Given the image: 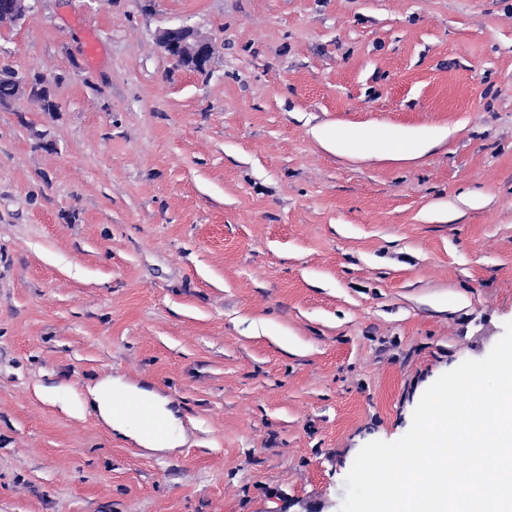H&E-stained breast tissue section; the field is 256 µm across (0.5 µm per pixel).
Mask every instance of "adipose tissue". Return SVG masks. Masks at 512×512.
<instances>
[{"mask_svg": "<svg viewBox=\"0 0 512 512\" xmlns=\"http://www.w3.org/2000/svg\"><path fill=\"white\" fill-rule=\"evenodd\" d=\"M123 391L141 398L154 406L158 414L166 421L168 432L164 442L155 441L141 426L132 423L128 417L116 413L112 406L114 392ZM90 403L95 414L112 429L113 432L133 441L139 447L150 451H170L185 445L187 434L179 417L170 408L167 398L146 389L126 384L118 379H104L88 390Z\"/></svg>", "mask_w": 512, "mask_h": 512, "instance_id": "ef3b65f1", "label": "adipose tissue"}]
</instances>
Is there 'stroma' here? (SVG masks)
Listing matches in <instances>:
<instances>
[{
  "label": "stroma",
  "mask_w": 512,
  "mask_h": 512,
  "mask_svg": "<svg viewBox=\"0 0 512 512\" xmlns=\"http://www.w3.org/2000/svg\"><path fill=\"white\" fill-rule=\"evenodd\" d=\"M4 64L58 110L0 105V512H340L512 322V0H40ZM105 377L186 444L112 432ZM158 40L166 55L182 67V59H194L197 68L188 70L193 73H204L210 66L212 58L211 45L208 41L198 37L191 27L182 25L161 30ZM183 68V67H182ZM329 144L336 149L347 153H363L371 150L382 142L381 136H370L359 129H350L346 132H336L329 135ZM116 391L141 398L154 406L158 414L168 424V432L162 444L157 443L141 426L132 423L128 417L116 413L112 406V395ZM90 403L95 414L112 429L113 432L133 441L141 448L154 452L170 451L181 448L187 442V434L181 419L169 407L167 398L160 394L136 386L128 385L120 379H104L88 389Z\"/></svg>",
  "instance_id": "stroma-1"
}]
</instances>
